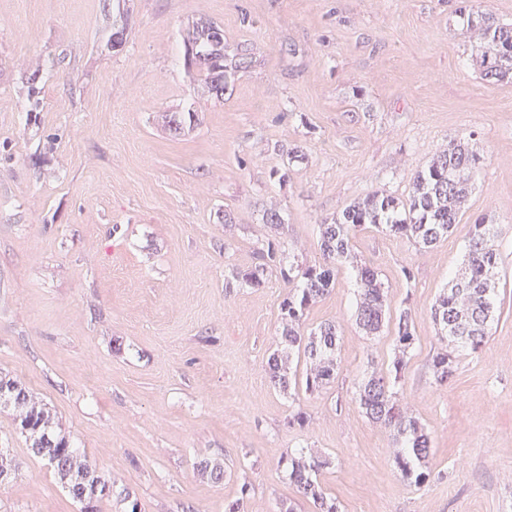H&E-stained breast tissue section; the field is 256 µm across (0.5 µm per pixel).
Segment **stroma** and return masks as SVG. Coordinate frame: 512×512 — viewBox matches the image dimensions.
Wrapping results in <instances>:
<instances>
[{
  "instance_id": "1",
  "label": "stroma",
  "mask_w": 512,
  "mask_h": 512,
  "mask_svg": "<svg viewBox=\"0 0 512 512\" xmlns=\"http://www.w3.org/2000/svg\"><path fill=\"white\" fill-rule=\"evenodd\" d=\"M199 21L237 57L219 98L188 64ZM189 109L192 128L171 130L166 114ZM459 138L482 163L447 238L421 248L369 228L353 240L390 315L412 314L397 389L432 439L415 486L354 399L389 367L394 327L359 328L352 268L303 325L336 322V377L293 398L267 372L291 282L276 269L255 288L225 280L271 241L319 264L324 219L372 192L407 198ZM482 217L497 230L500 315L439 386L431 308ZM0 372L113 483L97 512H118L125 489L141 512H315L282 463L301 449L331 458L320 481L340 512H512V81L481 76L458 0H0ZM0 448L18 463L0 512H80L6 410ZM202 460L231 478L201 477Z\"/></svg>"
}]
</instances>
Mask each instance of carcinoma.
Listing matches in <instances>:
<instances>
[{"instance_id":"cac0c4a2","label":"carcinoma","mask_w":512,"mask_h":512,"mask_svg":"<svg viewBox=\"0 0 512 512\" xmlns=\"http://www.w3.org/2000/svg\"><path fill=\"white\" fill-rule=\"evenodd\" d=\"M467 29L476 34L472 46L481 74L486 79H512V23L501 21L492 11L474 4L469 9ZM188 60L203 76L208 91L217 90V78L237 63L228 60L224 36H213L205 26L195 24L187 36ZM480 163L479 154L469 142L448 143L428 166L417 173L408 201L403 203L377 192L359 198L331 221L318 225L323 262L315 267L288 268L301 285L292 288L281 303L284 350L267 360L271 381L283 391L305 388L313 392L334 378L339 347L338 328L324 322L309 335L301 331L304 319L314 304L329 295L336 284L339 266L350 264L359 285L356 319L369 335L385 324L386 294L378 272L356 259L352 240L356 232L372 225L406 238L418 246L431 247L447 237L468 198L472 174ZM262 263L246 274L231 273L232 278L260 286L269 269L280 265L279 246L273 242L261 249ZM499 280V253L494 225L480 219L471 225L464 266L447 288L436 298L432 315L438 336L448 348L432 360L434 383L444 385L454 375V348L478 351L488 336L498 311L496 297ZM415 329L411 313L403 309L395 321V348L392 368L372 372L358 382L355 401L372 422L387 430L400 451L397 464L403 479L420 485L430 477L423 469L431 451V439L419 421L407 412L398 398L396 384L414 349ZM305 364L303 374L290 373L292 355ZM9 408L21 434L29 442L33 455L54 460L52 469L58 483L70 498L82 505L81 512H96V503L104 496L107 482L88 461L71 446L55 415L20 382L0 375V408ZM329 460L300 451L287 458L288 481L303 497L312 500L316 512H339L335 498L327 495L318 477ZM17 464L9 452L0 448V483L15 476Z\"/></svg>"}]
</instances>
